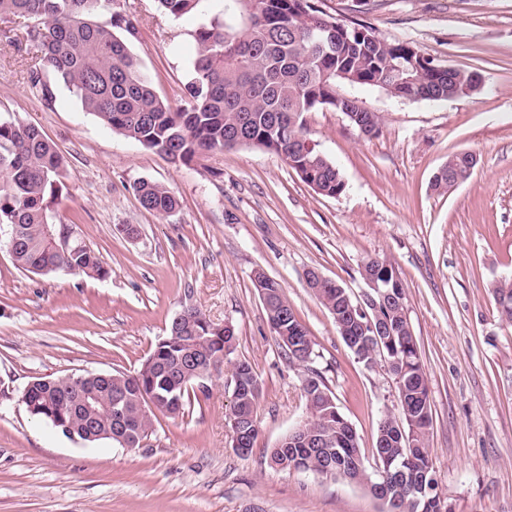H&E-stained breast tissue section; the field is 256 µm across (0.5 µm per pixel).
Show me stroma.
I'll return each instance as SVG.
<instances>
[{
  "label": "stroma",
  "instance_id": "obj_1",
  "mask_svg": "<svg viewBox=\"0 0 512 512\" xmlns=\"http://www.w3.org/2000/svg\"><path fill=\"white\" fill-rule=\"evenodd\" d=\"M326 13L408 42L437 64L481 75L480 90L404 101L356 89L379 112L376 137L331 108L306 113L317 149L346 183L336 197L305 184L286 161L238 146L182 165L85 112L65 86L53 102L31 88L32 50L0 34V117L40 128L70 176L51 221L73 225L109 274L35 275L0 245V512H382L342 479L270 467L271 448L306 415L303 381L321 372L372 463L381 419L395 412V376L358 362L307 287L313 269L359 297L368 257L393 264L427 376L428 444L452 512H512V325L492 290L512 279V0H316ZM138 21L131 50L172 107L187 104L194 31L208 10L179 20L155 0H120ZM470 151L472 175L449 192L432 182L450 155ZM151 180L177 209H143ZM138 227L137 238L123 232ZM278 282L314 342L312 367L289 362L252 284ZM232 324L236 344L183 418L158 417L141 447L74 441L21 401L35 377L135 373L184 309ZM251 363L262 392L248 454L226 416L234 361Z\"/></svg>",
  "mask_w": 512,
  "mask_h": 512
}]
</instances>
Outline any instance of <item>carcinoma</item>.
Segmentation results:
<instances>
[{
    "label": "carcinoma",
    "instance_id": "obj_1",
    "mask_svg": "<svg viewBox=\"0 0 512 512\" xmlns=\"http://www.w3.org/2000/svg\"><path fill=\"white\" fill-rule=\"evenodd\" d=\"M119 0H0V23L9 24L11 41L35 51L28 70L30 84L47 101L54 97V82L63 83L82 108L104 125L173 163L188 165L199 156L242 145L261 146L281 156L303 182L326 197L341 195L345 181L336 167L312 144L303 116L319 107L345 112L348 97L337 92L342 84L399 94L384 82L397 53L412 51L407 42H390L370 26L354 24L347 32L329 37L325 26H343L324 13L314 0H229L224 20L194 31L197 45L186 91L190 102L173 108L154 89L140 60L130 48L138 29L136 20L118 9ZM209 0H157L160 10L174 19L203 11ZM415 101L448 99V72L431 59L410 70ZM380 130L381 116L368 108L348 117ZM477 164L469 151L448 157L433 187L448 190L452 181H466ZM67 169L54 145L33 124L0 119V225L14 236V263L34 274L64 270L78 276L104 278L109 274L94 250L75 241L67 251L57 249L46 232L52 207L62 191ZM141 206L157 214L173 212L178 201L163 184L142 180L135 186ZM363 268L387 273L383 289L406 301L405 289L391 262L368 258ZM268 323L288 360L309 365L314 343L284 296L279 283L260 273L252 279ZM315 294L329 311L339 336L367 367L386 358L398 362L404 388L398 393V413L386 415L378 433H390L400 421L407 439H396L376 449L375 467L357 469L363 461L358 436L341 414L336 396L314 369L306 381L308 426L321 445L297 443L271 449L269 459L285 470L313 472L368 488L382 478L395 481L390 497L397 512H450L438 492L428 446L431 408L426 375L413 334L405 328L406 307L393 302L357 310L349 291L340 284L321 283ZM496 304L512 322V280L493 289ZM388 320L394 335L383 351L359 343L367 319ZM201 310L190 307L172 321L169 334L159 341L133 375L116 372L108 378L86 381L101 402L93 411L78 408L56 427L65 437L84 439V423L100 431L115 429L108 406L112 396L127 395L126 425L135 434V447L148 438L157 415L175 419L190 400L188 385L199 375L203 361L231 351L236 334L223 337ZM241 379L245 389L235 401L232 416L246 424L241 447L252 448L258 430L256 407L260 380L246 360L234 363L231 380ZM159 400L157 411L145 409L149 394ZM74 390L57 378L35 377L24 387L21 402L31 415L51 421Z\"/></svg>",
    "mask_w": 512,
    "mask_h": 512
}]
</instances>
